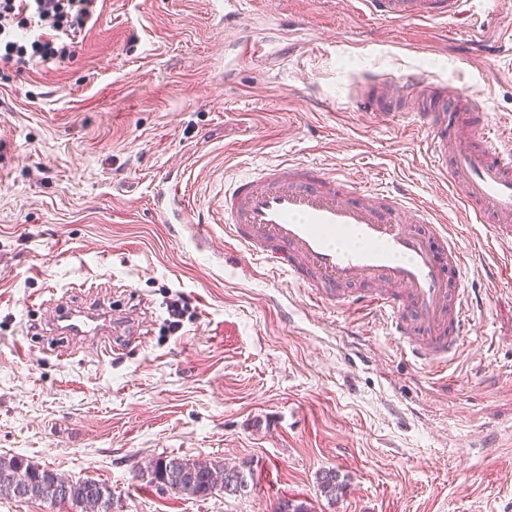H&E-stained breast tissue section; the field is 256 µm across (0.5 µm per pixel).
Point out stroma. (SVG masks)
Returning <instances> with one entry per match:
<instances>
[{"label":"stroma","instance_id":"stroma-1","mask_svg":"<svg viewBox=\"0 0 512 512\" xmlns=\"http://www.w3.org/2000/svg\"><path fill=\"white\" fill-rule=\"evenodd\" d=\"M99 0L64 62L0 79V454L112 490L119 512H512V283L491 285L447 388L374 320L308 305L224 247V186L283 159L408 182L452 224L467 282L511 252L467 222L402 113L356 112L363 74L421 72L512 116V57L467 22L417 27L358 0ZM190 308L177 334L167 303ZM132 309L110 356L52 334L76 299ZM175 453L250 466L241 496L147 485ZM347 487L321 493V472Z\"/></svg>","mask_w":512,"mask_h":512}]
</instances>
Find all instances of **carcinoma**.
Returning <instances> with one entry per match:
<instances>
[{
    "instance_id": "carcinoma-1",
    "label": "carcinoma",
    "mask_w": 512,
    "mask_h": 512,
    "mask_svg": "<svg viewBox=\"0 0 512 512\" xmlns=\"http://www.w3.org/2000/svg\"><path fill=\"white\" fill-rule=\"evenodd\" d=\"M242 465H228L222 460H196L178 455H166L154 459L148 474L140 479L153 486L170 484L182 486L181 494L195 498L224 491L231 496L243 493L234 478ZM320 491L324 496L335 498L345 490L340 474L329 469L319 477ZM75 497L80 508L90 506L94 512H110L113 503L112 492L103 483L95 480L72 481L61 477L57 472L42 467L19 455H0V499H55L65 502V497Z\"/></svg>"
}]
</instances>
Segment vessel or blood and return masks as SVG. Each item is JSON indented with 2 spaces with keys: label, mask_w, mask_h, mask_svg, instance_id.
<instances>
[{
  "label": "vessel or blood",
  "mask_w": 512,
  "mask_h": 512,
  "mask_svg": "<svg viewBox=\"0 0 512 512\" xmlns=\"http://www.w3.org/2000/svg\"><path fill=\"white\" fill-rule=\"evenodd\" d=\"M372 16L451 22L469 17L473 42L485 38L475 0H363ZM351 103L362 112H406L426 135V153L492 241L512 242V148L502 146L476 94L414 73L368 75ZM432 207L413 201L407 184L381 189L285 160L224 189V236L239 259L284 274L311 302L358 308L382 324L423 368L438 372L459 352L483 305L482 289L463 285L465 256L449 227L430 221ZM367 285L353 296L350 286ZM64 334L112 349L127 320L104 309L58 307Z\"/></svg>",
  "instance_id": "vessel-or-blood-1"
}]
</instances>
